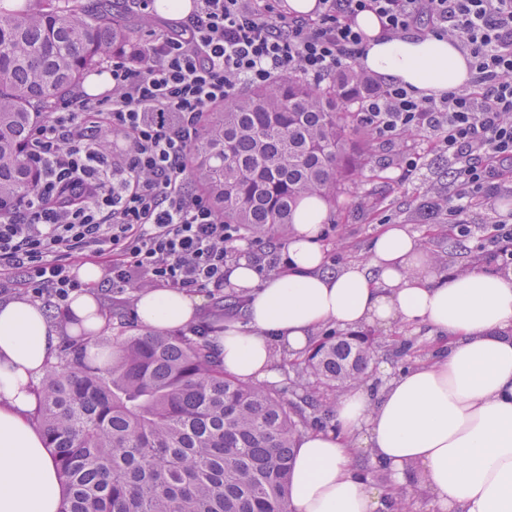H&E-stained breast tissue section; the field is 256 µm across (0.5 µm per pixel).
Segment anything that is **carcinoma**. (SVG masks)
<instances>
[{
  "mask_svg": "<svg viewBox=\"0 0 512 512\" xmlns=\"http://www.w3.org/2000/svg\"><path fill=\"white\" fill-rule=\"evenodd\" d=\"M136 35L128 0H0V199L36 190L23 145L37 114ZM365 90L354 68L325 86L285 75L211 108L191 185L224 223L283 231L304 197L336 199L351 135L367 149L355 112ZM374 352L366 334L323 340L285 403L224 373L205 336L133 331L106 367L63 345L37 416L63 512H288L298 426L322 424L321 396L360 382ZM417 496L399 489L393 512H413Z\"/></svg>",
  "mask_w": 512,
  "mask_h": 512,
  "instance_id": "carcinoma-1",
  "label": "carcinoma"
}]
</instances>
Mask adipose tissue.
Instances as JSON below:
<instances>
[{"label": "adipose tissue", "instance_id": "obj_1", "mask_svg": "<svg viewBox=\"0 0 512 512\" xmlns=\"http://www.w3.org/2000/svg\"><path fill=\"white\" fill-rule=\"evenodd\" d=\"M367 37L360 69L440 97L466 86L470 70L454 40L382 37L371 12L357 17ZM327 210L316 195L296 209L283 272L260 276L252 260L226 269L242 321L225 323L213 346L225 372L278 384L275 352L312 348L322 328H427L440 351L387 377L360 383L333 409L332 426L307 432L295 451L289 512H390L392 491L419 477L434 512H512V275L482 267L435 272L416 233L386 225L367 260L326 268L320 243ZM81 283L51 318L18 297L0 304V512H61L66 488L33 421V387L51 364L60 332L95 342L107 315L95 292L103 271L80 264ZM200 295L147 288L135 302L151 330L194 322ZM389 475L364 477L360 449Z\"/></svg>", "mask_w": 512, "mask_h": 512}]
</instances>
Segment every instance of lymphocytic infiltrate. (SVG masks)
I'll list each match as a JSON object with an SVG mask.
<instances>
[{
	"label": "lymphocytic infiltrate",
	"mask_w": 512,
	"mask_h": 512,
	"mask_svg": "<svg viewBox=\"0 0 512 512\" xmlns=\"http://www.w3.org/2000/svg\"><path fill=\"white\" fill-rule=\"evenodd\" d=\"M136 6L145 38L113 57L111 94L73 93L31 129L24 151L38 189L0 200V288L18 283V269L33 299L63 305L81 286L71 259L92 255L120 292L223 291L237 243L260 239L187 187L204 113L285 74L318 85L351 67L364 52L355 24L364 11L386 35L447 36L470 59L468 86L434 98L374 82L357 106L373 138L427 130L458 160L449 230L473 236L469 204L512 181V0H317L307 15L285 12L281 0H196L162 24L151 0Z\"/></svg>",
	"instance_id": "f902f5d3"
}]
</instances>
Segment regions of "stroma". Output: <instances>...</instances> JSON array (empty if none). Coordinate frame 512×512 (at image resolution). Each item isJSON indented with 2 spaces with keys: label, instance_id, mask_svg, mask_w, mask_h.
Listing matches in <instances>:
<instances>
[{
  "label": "stroma",
  "instance_id": "35a3bbf8",
  "mask_svg": "<svg viewBox=\"0 0 512 512\" xmlns=\"http://www.w3.org/2000/svg\"><path fill=\"white\" fill-rule=\"evenodd\" d=\"M432 136L421 132L404 141L373 140L370 155L353 154L350 167L359 169L355 179L343 180L335 201L329 202L328 219L323 226L322 243L328 267L337 270L352 261L368 257V244L384 224H404L418 234L439 270L456 272L476 265H485L486 255L479 250L480 237L493 233L492 223L512 218V187H502L497 194L471 205L468 221L475 229L471 238L455 239L444 224H427L418 217L419 207L430 199L432 191L447 192L458 166L455 159L432 149ZM408 153L420 156L417 168L405 171L402 157ZM136 289L112 291L100 286L98 295L108 315L105 334L98 340L95 357L101 364L112 361L116 339L125 335L124 321L133 320ZM370 334L383 349L372 358L366 377L373 384L383 379V364L392 368L404 366L403 358L385 352V344L410 337L414 356L423 355L428 346L420 334H404L400 328L370 327Z\"/></svg>",
  "mask_w": 512,
  "mask_h": 512
}]
</instances>
